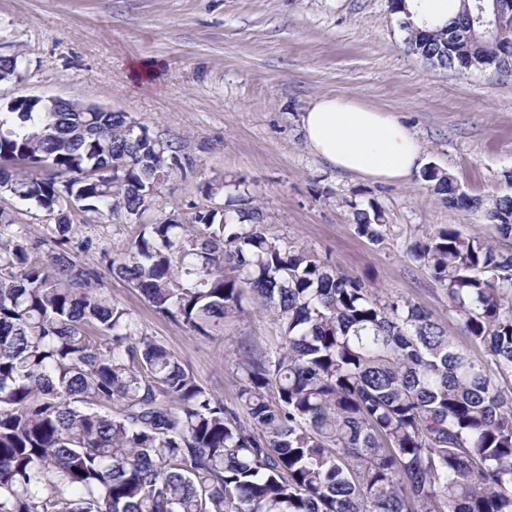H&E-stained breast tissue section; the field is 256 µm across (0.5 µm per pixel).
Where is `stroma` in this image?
<instances>
[{
	"mask_svg": "<svg viewBox=\"0 0 512 512\" xmlns=\"http://www.w3.org/2000/svg\"><path fill=\"white\" fill-rule=\"evenodd\" d=\"M403 39L389 0H0V54L24 60L0 98L52 95L127 113L198 161L165 184L162 211L190 218L211 201L208 184L227 182L215 205L250 199L269 236L412 299L467 351L444 291L407 246L447 225L509 250L512 240H500L484 208L438 202L421 174L366 181L324 163L303 139L312 101L355 98L405 122L425 166L451 173L462 191L485 204L512 195V80L431 68ZM148 59L158 75L133 80V66ZM372 205L392 226L378 245L353 221L355 209ZM103 279L144 334L236 407L235 360L274 338L269 318L248 309L206 338L159 314L128 282Z\"/></svg>",
	"mask_w": 512,
	"mask_h": 512,
	"instance_id": "35a3bbf8",
	"label": "stroma"
}]
</instances>
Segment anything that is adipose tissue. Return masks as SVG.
Returning a JSON list of instances; mask_svg holds the SVG:
<instances>
[{
    "mask_svg": "<svg viewBox=\"0 0 512 512\" xmlns=\"http://www.w3.org/2000/svg\"><path fill=\"white\" fill-rule=\"evenodd\" d=\"M308 147L342 172L381 183L406 179L423 164L412 129L351 98L324 95L303 112Z\"/></svg>",
    "mask_w": 512,
    "mask_h": 512,
    "instance_id": "adipose-tissue-1",
    "label": "adipose tissue"
}]
</instances>
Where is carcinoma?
<instances>
[{
	"label": "carcinoma",
	"mask_w": 512,
	"mask_h": 512,
	"mask_svg": "<svg viewBox=\"0 0 512 512\" xmlns=\"http://www.w3.org/2000/svg\"><path fill=\"white\" fill-rule=\"evenodd\" d=\"M444 26L406 19L430 67L512 77V24L493 0H457ZM0 58V83L19 78ZM196 159L124 112L0 111V192L51 221L36 240L0 211V512H512V252L448 226L410 244L476 357L431 314L265 232L249 206L160 215V189ZM452 209L483 206L437 167ZM141 224L117 277L206 338L251 300L273 343L243 350L224 405L81 260L73 226ZM512 238V196L487 209ZM373 243L390 235L355 212Z\"/></svg>",
	"instance_id": "obj_1"
}]
</instances>
